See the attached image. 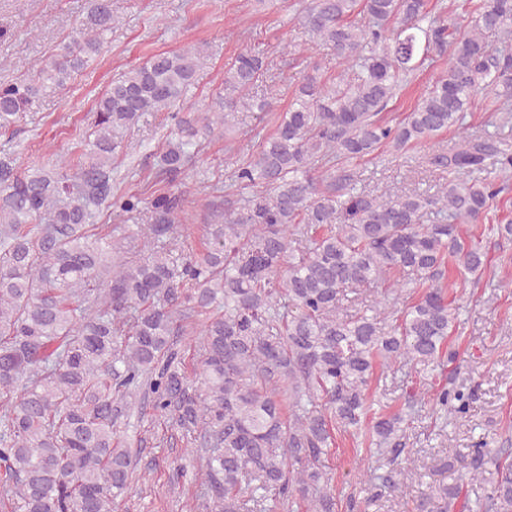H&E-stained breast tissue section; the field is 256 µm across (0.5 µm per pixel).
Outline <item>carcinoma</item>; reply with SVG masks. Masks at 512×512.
I'll return each instance as SVG.
<instances>
[{
  "label": "carcinoma",
  "instance_id": "obj_1",
  "mask_svg": "<svg viewBox=\"0 0 512 512\" xmlns=\"http://www.w3.org/2000/svg\"><path fill=\"white\" fill-rule=\"evenodd\" d=\"M112 0H88L59 50L0 82V132L41 96L63 89L101 55L116 24ZM301 25L336 51L343 74H304L286 112L237 178L253 193L213 209L200 245L179 232L187 200L155 189L115 197L112 161L137 146L119 139L147 112H169L173 136L158 166L174 182L201 140L240 110L260 52L239 53L224 95L198 112L173 111L195 84L199 52L151 55L97 99L83 160L63 156L26 170L0 155V512H113L137 479L122 427L144 409L187 437L204 512H338L325 459L336 432L367 426L390 468L374 484L406 496V430L425 405L466 417L464 386L416 391L403 406L371 410L376 370L411 376L438 366L461 326L447 288L486 267L461 225L487 216L512 174V145L464 130L475 96L495 92L512 115V0H476L453 25L427 0H306ZM449 56L442 73L392 127L382 112L413 72ZM452 127L458 140H434ZM382 144L430 145L448 172L435 194L374 196L358 189L357 160ZM144 214L131 236L97 224L112 207ZM196 344L199 374L184 371ZM457 481L415 512H512V448L477 445L447 464ZM482 497L458 503L463 485Z\"/></svg>",
  "mask_w": 512,
  "mask_h": 512
}]
</instances>
